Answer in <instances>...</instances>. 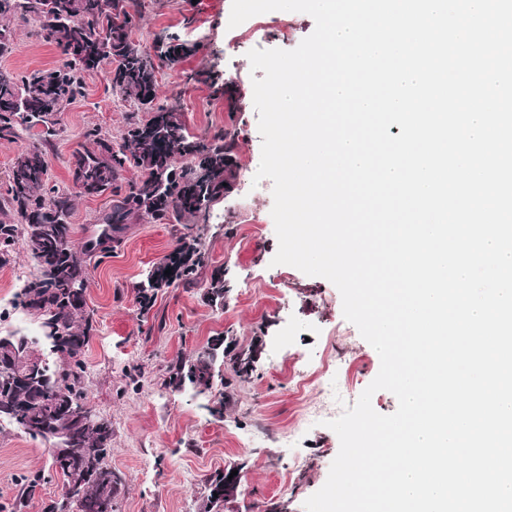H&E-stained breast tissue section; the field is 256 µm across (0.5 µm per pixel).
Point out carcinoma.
<instances>
[{"mask_svg":"<svg viewBox=\"0 0 512 512\" xmlns=\"http://www.w3.org/2000/svg\"><path fill=\"white\" fill-rule=\"evenodd\" d=\"M21 17L32 22L40 37L54 45L65 63L57 68L27 75L0 69V140L12 141L20 134H35L39 144L17 153L10 167L6 188L0 193V210L15 220L0 221V266L10 263L14 246L24 241L35 272L15 295V307L39 322L38 336L18 337L15 348L29 357L42 354L50 342L61 363L45 361V367L28 380L0 386V420H7L33 440L44 436L25 427V420L38 411L52 424L66 417V405L87 401L85 362L93 321L86 296L72 291L73 284L87 282V271L74 247L69 222L75 195L50 182L46 146L63 132L61 114L80 94L84 75L104 64H117L112 91L133 101L132 113L120 141L100 128L85 133L93 147L73 154L74 186L84 196L112 194L110 211L102 223L112 227L146 220L153 224H206L213 207L232 192L238 176L237 142L233 130L210 140L188 133L180 109L157 103V66L160 61L177 64L190 48L166 35H157L153 51L132 39L136 14L129 0H0V19ZM128 168L139 172L126 185L118 184ZM206 266L201 238L183 237L166 256V263L153 265L140 283V298L148 306L161 288L180 282L196 283ZM170 269L167 276L164 271ZM231 289L224 287V274L211 276L207 298L225 303ZM265 330L259 329L246 347L218 339L202 347L187 362L172 368L168 386L191 387L198 395L211 393L214 381L224 385V399L217 402L223 413L233 399V386L253 378L255 356L262 353ZM224 372H216L217 365ZM56 404L49 407L45 395ZM112 420L98 416V424L73 421L69 439L53 451V461L67 455L85 466L80 481L77 512H117L121 477L107 458L112 448ZM206 500L212 512H239V487L224 488V471L206 479Z\"/></svg>","mask_w":512,"mask_h":512,"instance_id":"carcinoma-1","label":"carcinoma"}]
</instances>
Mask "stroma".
Segmentation results:
<instances>
[{"label":"stroma","instance_id":"obj_1","mask_svg":"<svg viewBox=\"0 0 512 512\" xmlns=\"http://www.w3.org/2000/svg\"><path fill=\"white\" fill-rule=\"evenodd\" d=\"M134 39L151 47L164 31L188 43L190 55L157 73L158 99L180 102L189 132L198 137L238 131L237 184L210 219L204 247L210 256L198 285L173 284L142 306L146 270L168 255L186 229L180 224H135L108 256L88 257V305L93 328L85 352L91 406L112 419L109 461L123 481L119 512H205V480L224 466L242 464L239 512H261L284 500L288 512L326 482L340 442L327 423L338 416L324 397L327 386L356 379L359 398L376 377L380 358L342 312L338 289L327 279L273 264L278 249L270 179H257L262 138L253 104L250 50H291L315 27L305 13L272 11L229 27L232 0H141ZM11 54L0 68L17 72L62 64L57 49L32 24L13 18ZM111 65L84 77L83 93L66 108L64 133L48 147L53 184L72 187V154L87 129L120 137L131 106L112 90ZM231 83L240 96L227 112L219 90ZM229 267L234 287L224 307L205 298L211 272ZM35 270L23 243L0 267V334L14 331L11 307L22 281ZM265 329L258 375L236 388L223 416L210 415L200 397L168 385L170 371L224 332L249 344ZM41 475L34 491L28 478ZM63 480L52 467L51 444L12 426L0 427V512H46Z\"/></svg>","mask_w":512,"mask_h":512}]
</instances>
